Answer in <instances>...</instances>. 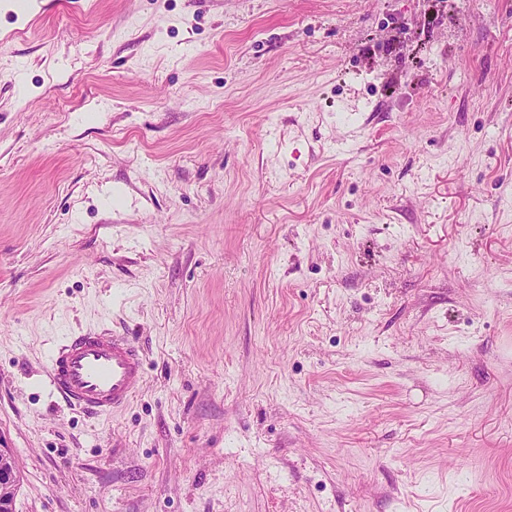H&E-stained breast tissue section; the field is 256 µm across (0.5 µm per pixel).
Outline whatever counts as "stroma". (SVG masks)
I'll use <instances>...</instances> for the list:
<instances>
[{
    "label": "stroma",
    "instance_id": "stroma-1",
    "mask_svg": "<svg viewBox=\"0 0 512 512\" xmlns=\"http://www.w3.org/2000/svg\"><path fill=\"white\" fill-rule=\"evenodd\" d=\"M9 8L15 512H512V0ZM90 328L109 416L43 381ZM145 363L135 340L103 330L66 338L47 356L44 377L67 406L108 416L140 392Z\"/></svg>",
    "mask_w": 512,
    "mask_h": 512
}]
</instances>
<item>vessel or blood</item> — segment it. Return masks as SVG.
<instances>
[{
    "mask_svg": "<svg viewBox=\"0 0 512 512\" xmlns=\"http://www.w3.org/2000/svg\"><path fill=\"white\" fill-rule=\"evenodd\" d=\"M145 363L135 340L103 330L66 338L47 356L44 377L66 405L107 416L140 392Z\"/></svg>",
    "mask_w": 512,
    "mask_h": 512,
    "instance_id": "1",
    "label": "vessel or blood"
}]
</instances>
